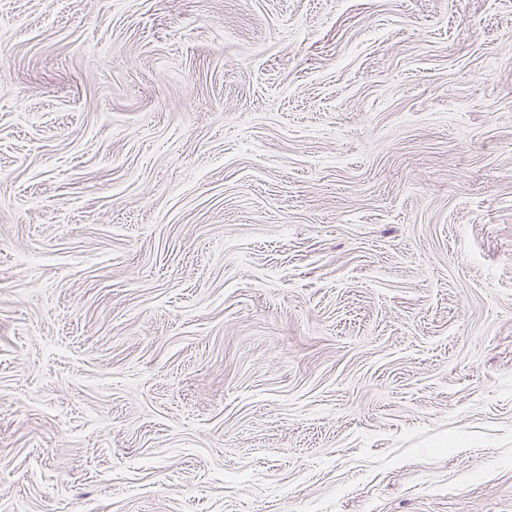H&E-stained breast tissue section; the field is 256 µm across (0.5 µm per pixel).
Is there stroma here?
I'll return each instance as SVG.
<instances>
[{
    "instance_id": "stroma-1",
    "label": "stroma",
    "mask_w": 512,
    "mask_h": 512,
    "mask_svg": "<svg viewBox=\"0 0 512 512\" xmlns=\"http://www.w3.org/2000/svg\"><path fill=\"white\" fill-rule=\"evenodd\" d=\"M0 512H512V0H0Z\"/></svg>"
}]
</instances>
